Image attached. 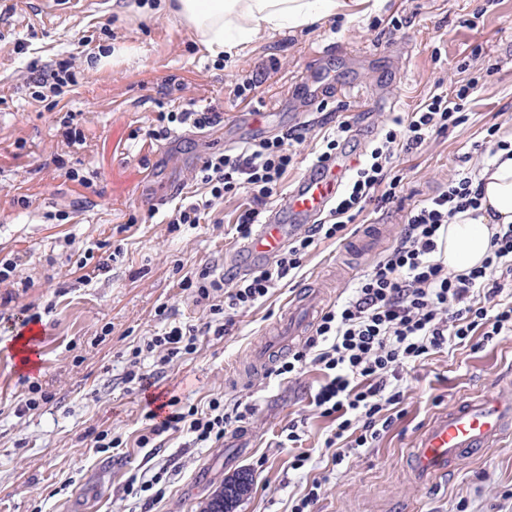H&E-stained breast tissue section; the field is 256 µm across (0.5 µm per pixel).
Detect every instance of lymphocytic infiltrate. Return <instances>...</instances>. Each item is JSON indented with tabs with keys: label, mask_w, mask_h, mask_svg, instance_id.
Returning <instances> with one entry per match:
<instances>
[{
	"label": "lymphocytic infiltrate",
	"mask_w": 512,
	"mask_h": 512,
	"mask_svg": "<svg viewBox=\"0 0 512 512\" xmlns=\"http://www.w3.org/2000/svg\"><path fill=\"white\" fill-rule=\"evenodd\" d=\"M77 83L71 59H61L38 67L30 96L52 109ZM476 86V79H468L453 93L432 94L407 116L394 117L337 191L325 217L303 236L291 239L265 267L242 277L226 278L211 267L183 277L181 287L196 305L208 310L209 321L199 326L174 324L148 337L144 349L158 354L159 366L147 374L128 369L126 383L142 391L156 385L174 359L196 351L200 336L223 335L236 313L254 307L296 273L315 242L344 240L349 224L368 203L381 208L394 203L401 186L400 178L392 174L395 158L458 126ZM157 121L152 135L158 139L187 126L197 130L216 126L221 116L213 108L191 105L158 113ZM303 139V133L291 131L250 142L238 151L209 154L199 170L209 199L175 205L171 226L199 223L214 201L241 190L249 200L234 228L238 237L248 238L261 206L281 187L294 164L291 143ZM475 180L469 172L456 174L443 190L412 207L398 243L355 279L349 295L321 314L304 345L274 368L278 377L299 375L310 366L326 376L311 403L336 420L325 440L326 447L335 451L333 464L371 447L389 427L390 410L402 401L405 367L459 345L473 342L485 347L512 335V224L498 225L490 255L465 273L449 271L443 257L449 224L458 214L480 206L481 191ZM170 403L172 412L141 438V446L179 429L192 434L195 442H217L228 433L244 430L257 411L249 401L225 405L220 394L209 400L204 411L180 408L175 396Z\"/></svg>",
	"instance_id": "lymphocytic-infiltrate-1"
}]
</instances>
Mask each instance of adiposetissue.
I'll return each instance as SVG.
<instances>
[{"label":"adipose tissue","mask_w":512,"mask_h":512,"mask_svg":"<svg viewBox=\"0 0 512 512\" xmlns=\"http://www.w3.org/2000/svg\"><path fill=\"white\" fill-rule=\"evenodd\" d=\"M343 0H176L175 14L213 54L232 53L264 34L298 28L341 13ZM481 205L448 227L444 258L462 273L481 264L497 225L512 224V156L494 157L481 172Z\"/></svg>","instance_id":"1"}]
</instances>
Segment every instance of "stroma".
<instances>
[{
    "mask_svg": "<svg viewBox=\"0 0 512 512\" xmlns=\"http://www.w3.org/2000/svg\"><path fill=\"white\" fill-rule=\"evenodd\" d=\"M9 3L13 15L0 20V32L34 37L24 54L0 41V97L11 102L0 106V257L17 262L0 284V295H13L0 307V512H202L242 473L251 490L234 512H291L316 477L326 483L311 512H512V437L429 485L408 468L419 430L458 398L488 387L512 398V336L406 370L400 415L373 447L337 466L324 445L336 423L310 403L322 373L310 368L287 382L263 368L304 342L285 334L305 316L288 310L292 292H314L318 309H328L396 244L413 204L450 176L488 163L477 149L488 127L512 137V0H347L345 15L265 34L219 57L181 19L138 0ZM394 18L400 28H392ZM86 30L97 34L95 50L77 57L80 84L62 101L85 142L70 146L58 132L61 111L31 102L28 64L66 57ZM316 65L349 94L311 105L294 96ZM245 75L259 85L241 99L235 89ZM466 76L479 85L463 124L396 160L401 200L381 210L367 205L356 220V246L319 241L292 279L238 313L223 336L200 337L196 352L171 363L154 389L128 388L130 353L163 328L160 308L188 324L208 317L182 290L183 276L223 264L240 244L230 223L246 201L242 192L217 202L201 223L173 230L164 222L178 193L204 194L205 156L229 149L238 135L305 129L282 185L288 191L338 119L352 122L349 146L364 154L395 115ZM192 102L213 106L223 125L151 137L159 111ZM245 112L262 113V126L243 121ZM72 167L91 174L93 187L66 179ZM20 196L29 208L17 205ZM54 209L60 218L47 219ZM93 247L111 263L88 282L71 251ZM32 316L38 365L26 370L13 353ZM34 385L47 398L29 410ZM159 392L201 409L220 393L226 404L253 400L258 410L245 431L219 442L198 445L171 431L148 450L137 440L152 425ZM291 424L301 435L295 450L280 445ZM103 433L121 438L122 447L96 451L92 443ZM299 450L310 460L296 470ZM158 473L165 496L154 501L141 485Z\"/></svg>",
    "mask_w": 512,
    "mask_h": 512,
    "instance_id": "stroma-1",
    "label": "stroma"
}]
</instances>
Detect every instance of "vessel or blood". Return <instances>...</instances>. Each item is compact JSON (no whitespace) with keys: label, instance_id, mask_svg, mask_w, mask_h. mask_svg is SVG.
I'll use <instances>...</instances> for the list:
<instances>
[{"label":"vessel or blood","instance_id":"1","mask_svg":"<svg viewBox=\"0 0 512 512\" xmlns=\"http://www.w3.org/2000/svg\"><path fill=\"white\" fill-rule=\"evenodd\" d=\"M347 170L343 154L314 162L295 188L256 225L238 250L235 265L252 270L287 245L296 223L318 221L334 200ZM510 433L512 403L490 392L464 397L422 429L410 451L409 470L422 480L443 476Z\"/></svg>","mask_w":512,"mask_h":512}]
</instances>
